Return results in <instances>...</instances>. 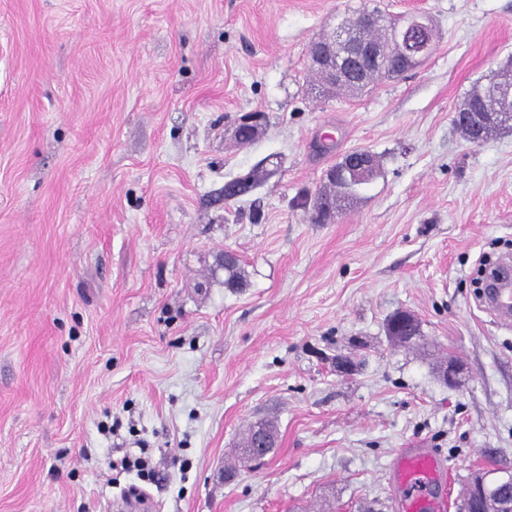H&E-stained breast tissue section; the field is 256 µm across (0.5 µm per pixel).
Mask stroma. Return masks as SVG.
Wrapping results in <instances>:
<instances>
[{
    "mask_svg": "<svg viewBox=\"0 0 512 512\" xmlns=\"http://www.w3.org/2000/svg\"><path fill=\"white\" fill-rule=\"evenodd\" d=\"M364 5L433 54L322 94L308 44ZM511 62L512 0H0V512H402V449L512 470V324L472 282L512 253V126L454 122ZM356 149L376 177L319 217ZM138 440L159 481L113 469ZM391 32L393 34L390 36ZM425 40L422 45L410 48L411 36ZM437 34L430 19L423 15H411L404 23L390 30L389 45L395 56H397L398 74L403 75L426 63L433 50ZM265 430L269 431L275 436V431L272 427L268 425L263 426ZM263 428H257L254 431L252 438L248 441V436L246 437L244 444L247 443L244 453L242 456L243 463H248L249 461H257L261 460L268 454V448H270L269 440L265 436V430Z\"/></svg>",
    "mask_w": 512,
    "mask_h": 512,
    "instance_id": "obj_1",
    "label": "stroma"
}]
</instances>
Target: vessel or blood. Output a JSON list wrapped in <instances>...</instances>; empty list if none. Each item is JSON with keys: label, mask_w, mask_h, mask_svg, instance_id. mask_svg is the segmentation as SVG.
<instances>
[{"label": "vessel or blood", "mask_w": 512, "mask_h": 512, "mask_svg": "<svg viewBox=\"0 0 512 512\" xmlns=\"http://www.w3.org/2000/svg\"><path fill=\"white\" fill-rule=\"evenodd\" d=\"M484 305L503 320L512 319V289L501 288L484 296ZM441 456L425 449L401 451L397 457L396 473L407 494L402 502L403 512H446L445 498L435 495L445 474Z\"/></svg>", "instance_id": "vessel-or-blood-1"}]
</instances>
